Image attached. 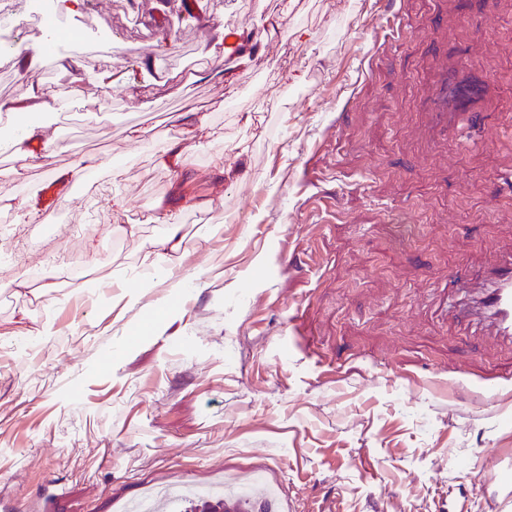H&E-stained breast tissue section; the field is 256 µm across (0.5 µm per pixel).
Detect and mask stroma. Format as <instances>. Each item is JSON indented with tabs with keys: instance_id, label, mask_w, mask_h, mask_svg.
<instances>
[{
	"instance_id": "35a3bbf8",
	"label": "stroma",
	"mask_w": 512,
	"mask_h": 512,
	"mask_svg": "<svg viewBox=\"0 0 512 512\" xmlns=\"http://www.w3.org/2000/svg\"><path fill=\"white\" fill-rule=\"evenodd\" d=\"M151 2L170 38L142 0L59 16L87 80L46 123L55 176L109 166L48 228L13 205L42 211V157L0 153V512L258 471L255 512H488L461 461L512 456V335L455 313L512 263V0H203L208 26ZM229 25L250 56L216 49ZM445 74L490 82L456 139L429 108ZM72 81L0 64V102ZM176 141L210 205L174 204L183 242L153 269Z\"/></svg>"
}]
</instances>
